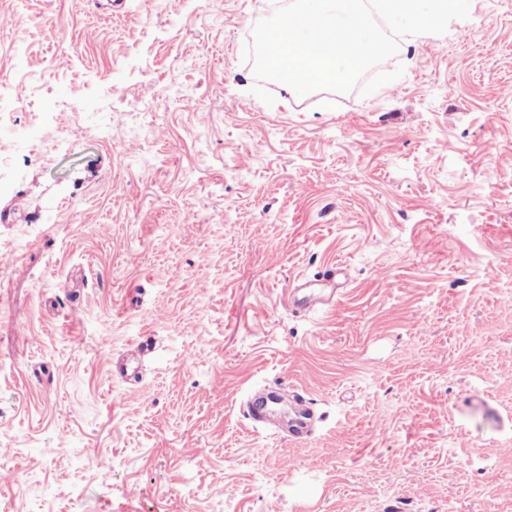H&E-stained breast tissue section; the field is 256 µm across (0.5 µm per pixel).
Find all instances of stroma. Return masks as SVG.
<instances>
[{
    "label": "stroma",
    "mask_w": 512,
    "mask_h": 512,
    "mask_svg": "<svg viewBox=\"0 0 512 512\" xmlns=\"http://www.w3.org/2000/svg\"><path fill=\"white\" fill-rule=\"evenodd\" d=\"M270 3L0 0L7 512H512V0L268 105Z\"/></svg>",
    "instance_id": "obj_1"
}]
</instances>
